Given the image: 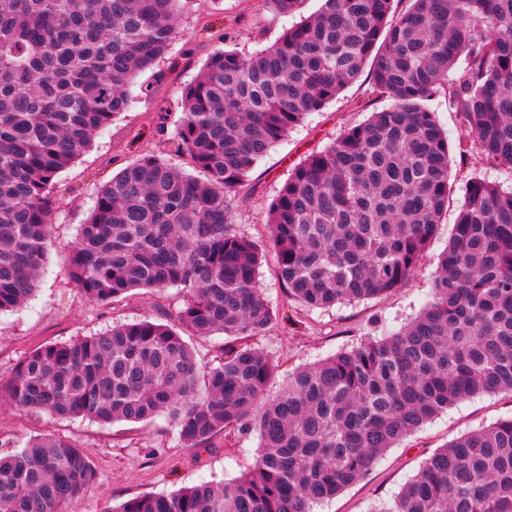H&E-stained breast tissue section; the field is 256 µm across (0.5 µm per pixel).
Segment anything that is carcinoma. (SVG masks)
Segmentation results:
<instances>
[{
  "instance_id": "carcinoma-1",
  "label": "carcinoma",
  "mask_w": 512,
  "mask_h": 512,
  "mask_svg": "<svg viewBox=\"0 0 512 512\" xmlns=\"http://www.w3.org/2000/svg\"><path fill=\"white\" fill-rule=\"evenodd\" d=\"M189 0H0V313L21 307L48 256L53 180L127 111L130 89L177 38ZM276 17L302 0H263ZM322 0L251 54L217 50L182 91L167 156L105 183L70 246L91 302L184 292L169 323L142 319L42 345L14 370L11 402L55 419L165 416L187 448L256 432L254 466L219 484L130 498L112 512H313L406 436L459 402L512 392V185L478 176L442 254L431 301L390 336L288 375L248 339L276 313L257 286L273 256L310 308L388 294L412 276L448 208L443 95L477 153L512 176V0ZM370 68L388 105L310 154L269 206L266 242L237 231L231 195L290 128ZM184 158L201 180L171 162ZM224 334L200 371L187 336ZM96 479L84 451L37 434L0 454V512H69ZM371 512H512V417L434 451Z\"/></svg>"
}]
</instances>
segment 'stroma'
<instances>
[{
  "mask_svg": "<svg viewBox=\"0 0 512 512\" xmlns=\"http://www.w3.org/2000/svg\"><path fill=\"white\" fill-rule=\"evenodd\" d=\"M319 0H302L296 13L274 17L262 0H191L178 20L180 38L164 58L143 72L139 83L152 94L136 97L132 107L96 134L89 150L54 180L58 201L53 215L52 245L40 271L37 290L13 312L0 314V383L35 348L89 336L117 322L143 318L166 321L182 304L179 289H136L106 304L87 300L69 276V247L90 211L97 190L142 155L166 148L165 121L175 129L182 118L181 93L195 80L211 53L237 49L250 53L274 43L286 28L315 13ZM375 103L367 80L341 92L322 111L293 127L256 165L231 204L237 229L257 240L269 236L268 209L288 178L289 170L309 154L323 149L349 127L365 121ZM439 126L451 145L450 181L455 192L442 216L436 237L410 279L394 292L328 308H309L288 299L274 261L263 263L257 283L277 318L253 347L271 355L276 383L289 371L304 367L368 337H382L411 321L432 298L438 258L448 245L466 182L480 176L506 182L501 170L474 153L473 136L450 112L445 98L431 103ZM468 158H461V150ZM512 416V394L502 392L467 399L389 449L360 482L315 507V512H369L387 502L416 474L436 448L467 432ZM68 436L92 460L97 479L72 512H111L113 506L139 494L170 493L203 481H231L250 471L258 455L256 434L216 437L208 449L185 447L162 416L147 424H100L87 419L58 420L15 407L0 393V452L14 441L37 434Z\"/></svg>",
  "mask_w": 512,
  "mask_h": 512,
  "instance_id": "stroma-1",
  "label": "stroma"
}]
</instances>
